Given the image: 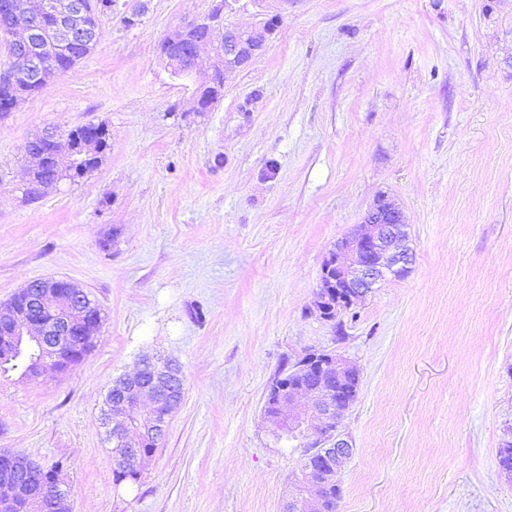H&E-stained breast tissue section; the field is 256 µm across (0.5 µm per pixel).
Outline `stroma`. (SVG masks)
Instances as JSON below:
<instances>
[{
    "label": "stroma",
    "instance_id": "1",
    "mask_svg": "<svg viewBox=\"0 0 512 512\" xmlns=\"http://www.w3.org/2000/svg\"><path fill=\"white\" fill-rule=\"evenodd\" d=\"M213 4L102 16L87 57L0 114V305L54 277L105 315L80 364L0 379V450L61 462L72 512H283L308 451L265 395L323 351L361 377L340 512H512V0H293L195 112L160 44ZM89 122L101 166L29 200L28 141ZM382 195L411 271L323 320L322 266ZM143 354L186 382L131 487L100 414Z\"/></svg>",
    "mask_w": 512,
    "mask_h": 512
}]
</instances>
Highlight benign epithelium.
<instances>
[{
	"instance_id": "benign-epithelium-1",
	"label": "benign epithelium",
	"mask_w": 512,
	"mask_h": 512,
	"mask_svg": "<svg viewBox=\"0 0 512 512\" xmlns=\"http://www.w3.org/2000/svg\"><path fill=\"white\" fill-rule=\"evenodd\" d=\"M240 0H217L214 17L195 21L205 28L206 49L200 51L194 65L182 69L177 60H170L173 76L193 83L192 111L200 112L201 93L218 68L224 79L249 68L267 50L280 15L250 25L226 21L237 11ZM38 27L20 30L10 5L0 7V28L12 31L9 51L30 53L32 65L10 71L32 80L33 66L39 64L35 54L41 51L37 38L48 39L52 34L62 39V33L84 30L85 13L79 0H38L33 12ZM408 233L402 211L386 198L377 199L363 218L362 230L342 239L322 267L320 287L313 306L327 320H332L351 308L376 286L388 279H402L410 271L413 253L407 244ZM32 311L12 310L11 328L0 335V352H7L26 340H36L43 347V357L33 369L39 378L49 362L63 347L78 337L77 327L94 305L89 295L70 282L64 287L48 288L31 301ZM295 367L308 371V384L281 385L276 388L275 401L267 404L264 413L275 427L278 437L298 442L302 448H320L326 454L330 471H304L297 477L299 494L288 501V512H310L323 488L335 477L352 456L353 448L338 431V412L346 408L340 387L353 372L340 357L320 351H310L296 361ZM174 364L158 362L153 376L146 380L141 372L126 377L117 385L119 397L106 408L104 418L109 439L123 442L115 449L120 464L135 467L141 461L140 448L147 440L158 439L165 431L177 383ZM315 398L316 407L307 413L295 409L296 398ZM46 467L21 455L9 454L0 461V512H52L56 498L70 493V487L54 476L44 483L41 475Z\"/></svg>"
}]
</instances>
